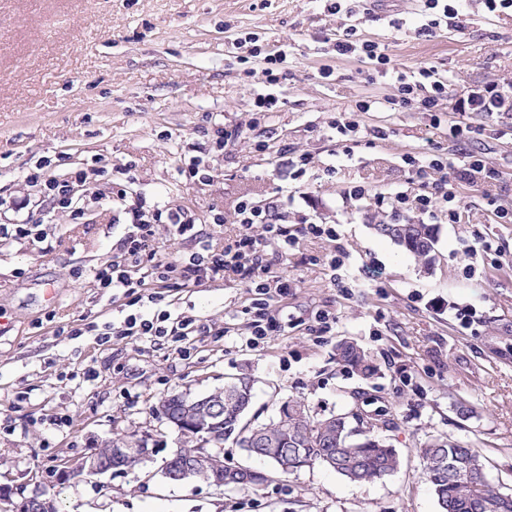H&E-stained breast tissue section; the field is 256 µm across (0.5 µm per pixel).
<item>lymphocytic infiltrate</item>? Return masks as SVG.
Returning <instances> with one entry per match:
<instances>
[{"label":"lymphocytic infiltrate","mask_w":512,"mask_h":512,"mask_svg":"<svg viewBox=\"0 0 512 512\" xmlns=\"http://www.w3.org/2000/svg\"><path fill=\"white\" fill-rule=\"evenodd\" d=\"M468 15L469 6L464 0H421L416 32L429 36L444 26L459 29ZM332 49L337 56L369 62L376 78L394 85L393 95L381 102L359 101L357 111L368 112L384 105L394 112H437L443 101L451 99L460 112H512V93L502 91L498 83L459 96L435 67L423 65L409 73L391 68L385 51L375 42L358 39L355 27H345ZM406 162L410 172L406 188L389 195L394 210H413L431 219L441 215L452 224L459 222L462 208L455 182L476 184L487 174L483 160L471 154L462 157L453 174L447 163L431 155L410 156ZM128 215V231L117 242L111 259L94 274L97 287L110 290L128 313L111 331L101 332L100 342L115 337L165 344L179 356L190 357L193 346L189 339L200 330L193 318L172 314L170 296L230 272L254 290L247 343L254 348L263 344L271 308L288 292L287 280L269 273L266 244L273 240L288 247L293 243L287 225L280 222L277 202L240 200L234 210L240 231L221 248L209 243L188 209H157L148 214L136 206ZM163 227L172 236L194 243L195 252L186 259L158 258L155 243Z\"/></svg>","instance_id":"lymphocytic-infiltrate-1"}]
</instances>
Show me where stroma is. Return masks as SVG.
<instances>
[{
	"instance_id": "35a3bbf8",
	"label": "stroma",
	"mask_w": 512,
	"mask_h": 512,
	"mask_svg": "<svg viewBox=\"0 0 512 512\" xmlns=\"http://www.w3.org/2000/svg\"><path fill=\"white\" fill-rule=\"evenodd\" d=\"M417 9L377 0L352 23L396 69L433 65L457 92L512 81V14L477 0L462 29L426 37L415 32ZM343 24L322 0H0V225L33 227L0 238V484L51 495L58 512H438L419 450L448 441L478 450L490 480L512 494V223L494 214L512 206V112H360L357 137L337 134V113L393 92L369 80L368 65L331 53ZM247 33L264 53H287L276 85L262 59L234 49ZM268 88L279 103L253 123ZM459 121L468 131L457 142L448 127ZM220 129L230 136L219 149ZM462 151L492 177L458 184L460 221L438 223L425 268L375 233L391 219L377 196L405 186L404 155ZM197 154L200 181L180 173ZM44 163L71 181L81 221L29 181ZM359 183L369 196L346 197ZM244 195L281 204L298 238L285 253L267 247L270 273L292 286L273 305L263 347L245 345L251 294L229 277L179 295L176 312L225 330L194 337L191 358L58 335L81 316L119 317L93 271L125 234L128 206L187 208L220 246L238 232L231 219ZM215 211L224 223H210ZM308 222L335 227L338 241L303 233ZM466 306L475 316L465 325L455 311ZM324 311L334 323L317 337ZM343 340L369 353L372 378L337 361ZM236 375L254 382L248 420L269 422L291 399L316 418L351 409L379 419L400 469L361 484L319 464L260 488L167 483L160 468L180 438L162 399L205 395ZM119 436L153 455L125 473L59 478Z\"/></svg>"
}]
</instances>
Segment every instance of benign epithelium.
<instances>
[{"instance_id": "1", "label": "benign epithelium", "mask_w": 512, "mask_h": 512, "mask_svg": "<svg viewBox=\"0 0 512 512\" xmlns=\"http://www.w3.org/2000/svg\"><path fill=\"white\" fill-rule=\"evenodd\" d=\"M179 403L177 424L185 425L187 421H201L208 423L224 417V404L207 402L205 399L187 400L179 395L175 396ZM154 452L152 448H107L94 450L86 455L78 470L92 476H101L112 471L124 468L127 457L135 454L139 457H148ZM254 474L263 477L255 483L259 487L269 478L265 472L256 470L247 465H230L224 460V455L217 451H208L204 448L188 454L182 458L172 457L165 461L162 467V476L170 484H179L188 480H203L216 486H234L243 477ZM16 512H53V502L43 494H34L14 500Z\"/></svg>"}]
</instances>
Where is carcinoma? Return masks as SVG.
I'll list each match as a JSON object with an SVG mask.
<instances>
[{
    "label": "carcinoma",
    "instance_id": "obj_1",
    "mask_svg": "<svg viewBox=\"0 0 512 512\" xmlns=\"http://www.w3.org/2000/svg\"><path fill=\"white\" fill-rule=\"evenodd\" d=\"M387 228L389 225L383 222L373 225L378 235L404 248L415 259L429 260L437 244L434 226L401 224L395 236L388 234ZM336 356L364 376L375 371L366 352L354 342L339 343ZM239 383L237 379L224 384V420L205 432L208 442L222 444L232 436L240 447L250 450L253 437L258 435L266 443L259 458L282 467L284 474L318 463L349 482L363 483L380 480L399 469L397 450L372 435L374 426H351L348 412L312 420L303 402L290 401L276 420L253 427L244 424L239 413ZM422 455L423 476L434 493L439 512H512V495L500 493L488 482L484 496L476 498L473 482L485 477V472L475 449L435 442L425 446Z\"/></svg>",
    "mask_w": 512,
    "mask_h": 512
}]
</instances>
